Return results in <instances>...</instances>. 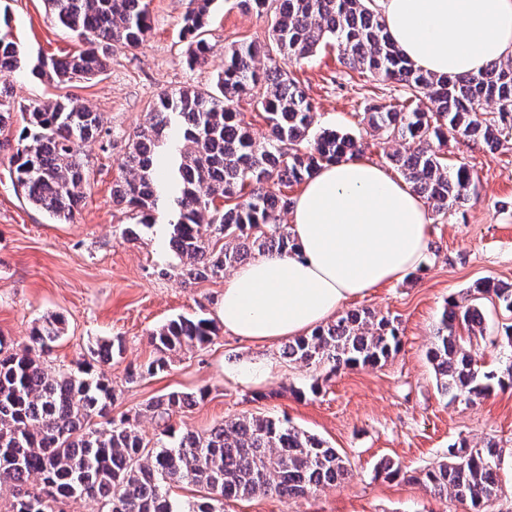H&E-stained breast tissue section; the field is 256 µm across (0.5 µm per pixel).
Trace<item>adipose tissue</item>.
Returning a JSON list of instances; mask_svg holds the SVG:
<instances>
[{
    "mask_svg": "<svg viewBox=\"0 0 512 512\" xmlns=\"http://www.w3.org/2000/svg\"><path fill=\"white\" fill-rule=\"evenodd\" d=\"M387 31L422 71L475 75L512 55V0H377ZM429 217L404 181L359 158L321 167L292 209L296 249L240 266L224 284L225 331L255 342L310 334L345 302L423 261Z\"/></svg>",
    "mask_w": 512,
    "mask_h": 512,
    "instance_id": "obj_1",
    "label": "adipose tissue"
}]
</instances>
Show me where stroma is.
I'll return each instance as SVG.
<instances>
[{
	"label": "stroma",
	"mask_w": 512,
	"mask_h": 512,
	"mask_svg": "<svg viewBox=\"0 0 512 512\" xmlns=\"http://www.w3.org/2000/svg\"><path fill=\"white\" fill-rule=\"evenodd\" d=\"M187 2L147 0L151 29L144 42L115 51L104 73L69 87L103 117L101 134L83 147L90 187L71 223H56L29 206L0 162V336L19 349L35 323L60 316L65 331L50 355L54 366L77 368L96 343L121 341L120 356L105 367L117 393L113 416L135 413L171 391H201L204 400L175 416V428L201 433L242 415L285 418L351 463L352 476L343 485L289 502L271 495L230 501L224 512H466L412 479L462 438L502 448V494L494 512H512V387L471 405L447 402L426 357L448 299H461L485 277L512 284V149L449 140V162L469 164L479 179L477 195L446 217L430 216V247L417 269L347 302V309L368 308L398 322L401 346L384 365L331 374L286 361L280 343L260 344L221 330L212 344L174 354L166 371L128 380L129 371L154 358V329L180 315L219 319L224 296L220 277L183 283L168 246L167 211L157 213L153 227L139 228L137 240H128L132 215L112 199L128 140L160 94L212 87L225 47L270 41L264 14L239 9L236 0H216L208 34L213 53L208 64L189 66L179 36ZM0 15L31 54L59 58L83 47L55 24L45 0H0ZM287 70L314 104L318 126L353 133L363 160L396 174L395 143L365 134L361 114L369 105L403 100L401 84L341 65L332 47L288 63ZM485 316L478 349L486 368L495 369L504 359L503 328L512 324V313L489 304ZM314 382L319 391L312 394ZM385 457L401 464L402 477L377 476L375 467Z\"/></svg>",
	"instance_id": "1"
}]
</instances>
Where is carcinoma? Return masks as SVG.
<instances>
[{"instance_id":"obj_1","label":"carcinoma","mask_w":512,"mask_h":512,"mask_svg":"<svg viewBox=\"0 0 512 512\" xmlns=\"http://www.w3.org/2000/svg\"><path fill=\"white\" fill-rule=\"evenodd\" d=\"M214 0H188L181 36L187 62L207 60L206 38ZM57 25L89 48L64 58H31L9 23L0 25V71L27 69L58 84L104 73L117 47L135 48L149 29L145 0H46ZM243 9L269 12L270 48L300 62L326 45L339 61L407 89L398 105H373L363 113L365 133L398 143L392 155L404 179L432 203L438 216L477 192L465 162L446 161L448 137L480 140L492 149L512 147V58L478 75L437 76L422 72L392 42L375 0H237ZM254 42L224 51V69L209 89L164 93L145 125L129 139L122 177L113 200L153 226L152 212L169 203V246L183 276L205 279L236 267L256 251L287 255L295 243L280 212L291 207L268 185L301 183L324 165L360 154L350 132L316 127L305 92L278 63L262 71ZM250 96L262 112L267 134L252 137L233 103ZM430 104L424 111L421 100ZM493 102L498 117L481 118ZM19 125L8 154L14 186L34 208L60 223L73 220L89 186L82 144L101 133L102 117L73 97L18 105L0 85V130ZM512 312V285L480 280L466 297L448 300L427 352L437 389L449 402L475 403L495 389L512 387V325L503 327L511 352L503 367L487 370L473 339L484 335L483 301ZM64 334L57 316L33 328L20 350L0 336V489L8 487L7 512H65L63 505L97 499L101 512H224V502L276 495L287 501L324 485L339 486L352 475L346 456L325 441L274 417L242 416L204 433L180 434L174 416L204 399L173 391L149 400L134 415L111 417L116 398L102 366L114 343L91 350L78 372L57 370L47 360ZM217 336L214 321L180 316L151 333L157 357L137 373L165 370L184 347H203ZM395 320L352 310L282 349L290 362L334 372L341 366H377L399 349ZM161 427L143 437L139 420ZM502 449L494 442L473 446L460 439L433 466L408 479L423 483L468 512H493L501 491ZM199 486L193 502L171 496V486Z\"/></svg>"}]
</instances>
